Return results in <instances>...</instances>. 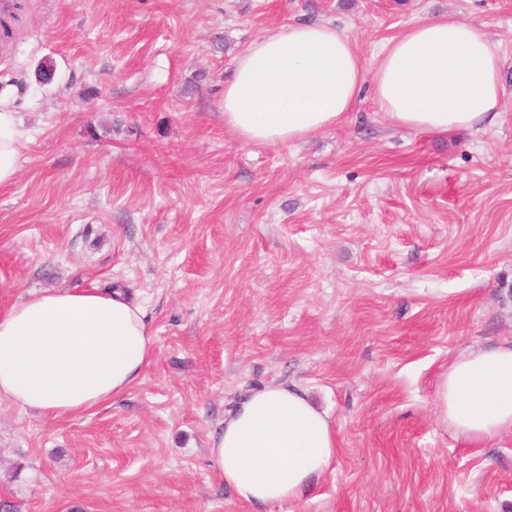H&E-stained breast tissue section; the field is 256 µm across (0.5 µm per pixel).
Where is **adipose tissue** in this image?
<instances>
[{
	"instance_id": "obj_1",
	"label": "adipose tissue",
	"mask_w": 512,
	"mask_h": 512,
	"mask_svg": "<svg viewBox=\"0 0 512 512\" xmlns=\"http://www.w3.org/2000/svg\"><path fill=\"white\" fill-rule=\"evenodd\" d=\"M502 59L470 22L445 16L408 26L366 68L350 39L326 23L289 24L254 41L224 83V126L246 144L285 146L330 129L364 80L389 122L422 133L494 123ZM25 132L0 108V186L18 172ZM153 358L142 305L123 291L35 294L0 313V398L53 418L123 396ZM443 423L474 440L512 430V347L452 361L435 395ZM220 478L239 500L299 499L335 460L327 416L293 385L241 401L211 439Z\"/></svg>"
}]
</instances>
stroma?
I'll use <instances>...</instances> for the list:
<instances>
[{
    "mask_svg": "<svg viewBox=\"0 0 512 512\" xmlns=\"http://www.w3.org/2000/svg\"><path fill=\"white\" fill-rule=\"evenodd\" d=\"M4 2L0 92L26 138L0 187V310L121 288L154 357L75 417L0 400V504L512 512V431L471 440L435 404L453 360L512 346V0ZM439 16L498 44L495 124L396 128L367 84L336 127L287 146L225 130L224 82L273 29L331 24L371 67ZM278 384L327 414L338 454L300 499L251 505L219 478L211 437Z\"/></svg>",
    "mask_w": 512,
    "mask_h": 512,
    "instance_id": "35a3bbf8",
    "label": "stroma"
}]
</instances>
